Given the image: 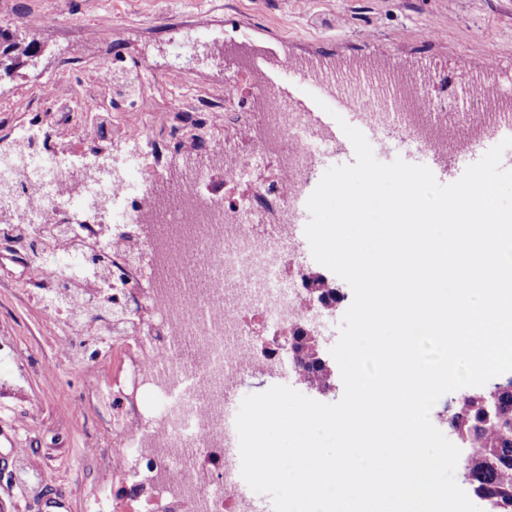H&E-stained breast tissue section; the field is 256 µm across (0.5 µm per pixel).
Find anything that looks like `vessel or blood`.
<instances>
[{"instance_id":"1","label":"vessel or blood","mask_w":512,"mask_h":512,"mask_svg":"<svg viewBox=\"0 0 512 512\" xmlns=\"http://www.w3.org/2000/svg\"><path fill=\"white\" fill-rule=\"evenodd\" d=\"M296 68L301 69L305 79L316 83L322 94L335 98L338 111L351 113L353 122L371 147L382 152L388 151L390 144L376 132L370 119L372 113L385 112L387 103L396 100L404 90L414 96L417 111L432 109L421 77L408 59L371 64L357 72L353 80L347 81L335 66L327 64L323 58L298 59L285 41L280 42L275 54L253 56L248 73L255 101L267 107L305 114L312 130L333 142L336 150L350 160L354 159L355 151L342 128L330 122L327 112L313 98L299 94L293 83L286 81L287 72ZM470 93L482 101L485 111L500 113L501 119L493 132L482 136L470 130L456 132L457 146L451 154L438 146L432 128L416 131L411 140L412 147L429 156L430 169L438 182L457 181L462 175L460 159L477 162L496 137L512 136V114L502 110V92L479 82L472 86Z\"/></svg>"}]
</instances>
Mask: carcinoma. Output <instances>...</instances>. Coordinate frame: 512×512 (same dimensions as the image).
Listing matches in <instances>:
<instances>
[{
  "instance_id": "obj_1",
  "label": "carcinoma",
  "mask_w": 512,
  "mask_h": 512,
  "mask_svg": "<svg viewBox=\"0 0 512 512\" xmlns=\"http://www.w3.org/2000/svg\"><path fill=\"white\" fill-rule=\"evenodd\" d=\"M35 40L0 29V70L8 73L31 56ZM306 377L324 386L326 369L319 352L305 341L297 343ZM448 425L472 439L476 448L467 458L470 484L490 512H512V381L459 401Z\"/></svg>"
}]
</instances>
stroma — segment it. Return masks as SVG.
I'll return each instance as SVG.
<instances>
[{
	"instance_id": "obj_1",
	"label": "stroma",
	"mask_w": 512,
	"mask_h": 512,
	"mask_svg": "<svg viewBox=\"0 0 512 512\" xmlns=\"http://www.w3.org/2000/svg\"><path fill=\"white\" fill-rule=\"evenodd\" d=\"M206 17L211 28L193 27ZM0 29L32 39L38 56L0 75V155L18 150L12 135L32 124L38 148L82 169L97 149L119 158L132 145L127 125L148 128L168 144L166 165L184 157L170 115L196 98H220L224 78L237 70L230 46H275L288 40L300 56L330 63H363L381 53L408 58L429 74L436 107L480 111L462 92L475 76L508 93L512 107V0H0ZM434 39H423L426 30ZM186 66L183 85L171 66ZM115 77L94 84L100 67ZM89 89L86 98L76 96ZM100 103L112 126L93 130ZM63 253L45 242L38 267L0 250V512H85L101 464L112 452L117 395L111 373L90 372L59 351L78 324L53 322L40 299ZM343 305L324 310L330 330L319 352L330 389L305 396L331 404L344 393L330 350L340 334Z\"/></svg>"
}]
</instances>
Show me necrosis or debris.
Segmentation results:
<instances>
[{
  "mask_svg": "<svg viewBox=\"0 0 512 512\" xmlns=\"http://www.w3.org/2000/svg\"><path fill=\"white\" fill-rule=\"evenodd\" d=\"M231 103L228 96L203 100L194 111L174 114L176 125L198 141L212 131L213 110H223L235 126L236 139L224 151L220 196L200 189L210 171L207 158L190 156L171 175L161 163L166 144L143 128L124 133L140 146L141 180L134 187L122 178L72 174L67 159L55 153L32 155L23 129L16 160L0 162V178L10 180L11 204L22 216L21 224L0 228V239L65 247L69 261L56 280L75 290L94 284L88 296L117 310L111 340L100 339L96 322L83 325L82 337L97 342L95 360L128 356L126 373L135 387H149L164 401L148 413L136 397H122L121 423L104 463L108 478L142 498L146 512H254L253 495L239 485L240 452L226 446L224 402L247 377L284 367L295 376L303 372L277 337L301 329L313 313L301 292L277 297L267 284L288 264L295 284L309 275L291 246L288 187L308 178L321 142L299 114L234 112ZM240 141L251 144V153L238 151ZM267 153L278 154L277 169L256 174ZM240 183L248 184V194L237 193ZM79 191L102 202L111 221L153 225V237L141 241L125 231L106 239L98 221L61 220ZM141 248L158 256V286L145 303L135 288L140 271L129 260ZM88 296L76 290L71 306L49 302L45 308L54 319L71 318Z\"/></svg>",
  "mask_w": 512,
  "mask_h": 512,
  "instance_id": "4bbe7bcc",
  "label": "necrosis or debris"
}]
</instances>
